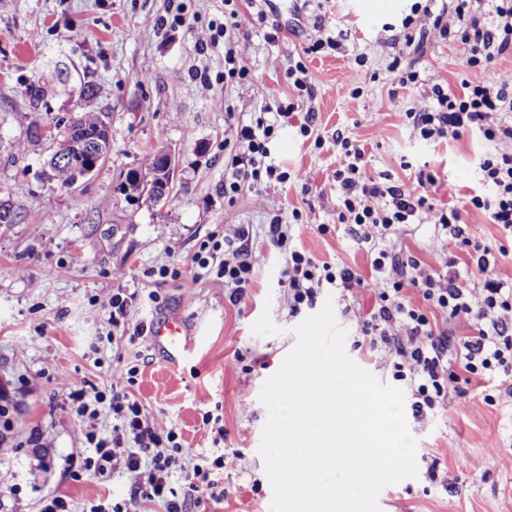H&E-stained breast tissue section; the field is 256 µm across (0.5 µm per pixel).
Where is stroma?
<instances>
[{
	"label": "stroma",
	"instance_id": "obj_1",
	"mask_svg": "<svg viewBox=\"0 0 512 512\" xmlns=\"http://www.w3.org/2000/svg\"><path fill=\"white\" fill-rule=\"evenodd\" d=\"M414 2L385 0L371 13L369 0H270L264 11L255 0H0V202L15 214L0 224V512H37L53 492L68 496L72 512L93 498L128 497L122 478L64 476L73 456L94 453L88 427L107 437L116 423L105 403L94 423L78 416L68 398L75 384L137 398L151 423L178 434L185 467L201 454L223 456V498L189 512H265L273 493L259 453L267 419L260 391L293 348L294 327L328 300L347 332L348 356L381 383L401 385L417 440L418 476L385 487L381 512H512V375L472 379L456 367L447 397L414 413L413 386L394 379L395 348L360 342L373 295L325 282L312 304L290 314L284 257L266 238L281 216L292 247L369 274L380 228L367 226L363 243L336 221L338 130L363 146L368 177L405 182L419 169L436 173L435 206L480 191L474 172L490 143L477 133L430 143L406 117L433 85L457 91L466 76L463 46L439 37L432 17L412 14ZM409 14L418 37L392 41L391 28ZM203 31L216 36L204 50ZM321 36L340 48L308 53ZM230 49L244 52L245 78L226 79ZM399 54L419 74L414 86L393 78ZM299 63L308 70L306 93L288 76ZM202 75L212 82L206 96ZM87 85L96 90L90 100ZM288 106L293 113L268 148L302 181L225 196L235 153L228 126ZM84 107L108 114L112 149L90 176L61 189L43 176L52 140L27 142V128L36 120L52 129ZM308 121L313 135L305 138L299 127ZM157 150L175 156L169 196L157 204L128 198L127 172ZM241 224L258 252L250 286L234 301L218 261L200 265L197 253ZM390 241L426 274L445 272L449 256L467 259L427 222L403 226ZM165 263L173 273L163 277ZM117 288L137 296L129 326L182 317L190 348L178 364L149 337H114L99 302ZM133 365L130 385L124 375Z\"/></svg>",
	"mask_w": 512,
	"mask_h": 512
}]
</instances>
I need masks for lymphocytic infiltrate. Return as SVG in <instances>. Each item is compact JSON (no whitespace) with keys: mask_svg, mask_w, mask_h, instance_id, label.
Wrapping results in <instances>:
<instances>
[{"mask_svg":"<svg viewBox=\"0 0 512 512\" xmlns=\"http://www.w3.org/2000/svg\"><path fill=\"white\" fill-rule=\"evenodd\" d=\"M453 20L439 26L442 38L460 42L465 47L467 70L457 93L433 86L432 95L407 117L423 140L459 139L477 132L495 148L486 152L479 163L482 191L468 196L460 205L445 209L428 208V195L435 188L434 174L418 171L412 184L366 179L364 150L344 134H336L342 162L335 173L338 191L337 220L349 225L355 237H362L367 225L397 233L400 226L414 223L427 215L430 223L445 232L453 243L469 249L470 261L464 270L450 269L444 280L419 275V262L395 249L379 250L373 260L375 270L385 265L400 268V279L384 282L367 280L349 269L319 275L318 264L306 253L294 249L288 257V306L299 312L311 301L312 282L325 278L340 288L358 286L373 291L377 301L360 324V333L369 345L383 342L407 357L409 365L397 369V379H410L416 389L415 411L434 407L448 390L453 363H462L465 371L476 377L499 370H512V280L500 277L498 259L512 250V74L489 79L487 70L497 58L512 55V0H451ZM499 121H491V113ZM278 126L277 119H264L256 125L235 128L233 140L241 152L231 163V176L224 181L225 194L238 193L243 185L264 181L285 183L290 172L268 163L267 141ZM479 210L489 215L504 232V244L492 247L470 237L463 214ZM213 250L223 253L220 265L224 282L240 298L247 288L255 262V251L248 229L238 227L223 242L213 243ZM418 290L428 307L446 313L449 318L468 316L471 332L460 341L446 333L435 332L426 309L405 302L406 288ZM479 288L484 292L480 307H472L469 294ZM398 323L404 336L392 337L387 325ZM69 397L77 404L79 416H86L93 403H110L118 423L111 436L87 432L95 454L73 460L67 470L72 480L90 472L102 482L121 474L130 483L129 498L101 499L88 512H138L141 502H156L164 512H187L190 504H201L205 494L216 491L224 467L223 457H200L192 469L173 475L172 467L182 450L175 431H164L150 423L138 400L119 392L105 394L98 388H77Z\"/></svg>","mask_w":512,"mask_h":512,"instance_id":"lymphocytic-infiltrate-1","label":"lymphocytic infiltrate"}]
</instances>
